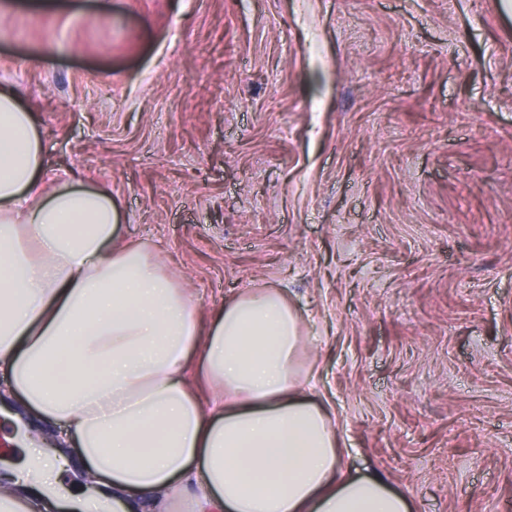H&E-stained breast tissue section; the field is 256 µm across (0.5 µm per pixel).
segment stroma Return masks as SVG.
I'll return each mask as SVG.
<instances>
[{"label":"stroma","mask_w":512,"mask_h":512,"mask_svg":"<svg viewBox=\"0 0 512 512\" xmlns=\"http://www.w3.org/2000/svg\"><path fill=\"white\" fill-rule=\"evenodd\" d=\"M0 85L202 315L286 290L344 469L512 512L501 0H0Z\"/></svg>","instance_id":"35a3bbf8"}]
</instances>
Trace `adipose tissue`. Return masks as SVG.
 Segmentation results:
<instances>
[{"mask_svg":"<svg viewBox=\"0 0 512 512\" xmlns=\"http://www.w3.org/2000/svg\"><path fill=\"white\" fill-rule=\"evenodd\" d=\"M43 155L35 114L0 89V398L65 424L86 479L66 490L67 456L22 437L0 512L22 487L38 512H409L380 475L344 473L285 292L200 320L146 245L118 243L108 193L45 189Z\"/></svg>","mask_w":512,"mask_h":512,"instance_id":"ef3b65f1","label":"adipose tissue"}]
</instances>
